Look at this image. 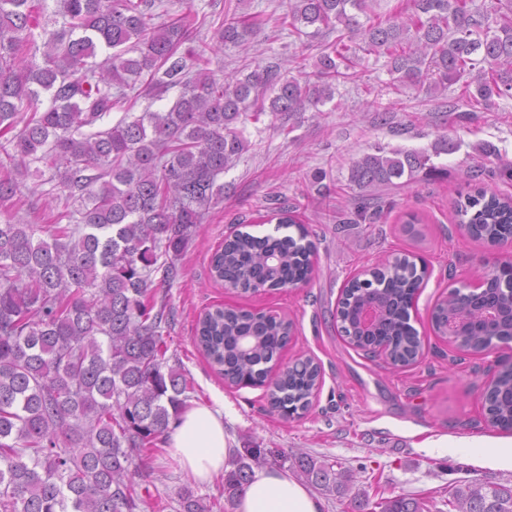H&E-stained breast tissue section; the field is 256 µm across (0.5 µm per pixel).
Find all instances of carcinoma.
<instances>
[{
  "mask_svg": "<svg viewBox=\"0 0 512 512\" xmlns=\"http://www.w3.org/2000/svg\"><path fill=\"white\" fill-rule=\"evenodd\" d=\"M54 2L63 22L48 30V0H0V169L8 172L0 178V207L20 182L43 177L42 165L55 195L79 203L49 224L10 215L0 222V512H147L141 466L194 394L167 356V303L154 280L176 276V260L224 197L220 177L248 150L247 122L319 111L372 54L387 56L395 81L426 84L432 95L478 70L465 84L471 112L512 98V0L489 7L411 0L412 11L379 21L374 0H286L278 27L311 38L336 33L320 45L313 81L285 78L276 65L247 64L218 78L210 69L214 46L178 54L193 38L187 17L152 23L157 0ZM259 32L256 16L234 13L216 42L238 48L246 60ZM143 82L160 93L180 92L164 112L107 125ZM454 150L446 136L430 153L377 146L352 162L348 181L380 197L422 173L447 175L431 156ZM453 210L475 241L495 247L512 238V196L476 187ZM274 216L277 228L293 227L297 236L235 233L211 258L215 279L249 293L311 278L308 229L290 208ZM427 274L416 255L397 253L367 278L350 280L337 307L342 336L356 348L384 345L394 367L417 363L423 343L410 310ZM367 302L382 310L371 332L358 321ZM457 314L467 319L452 340L460 349L477 355L494 339L512 341V264L474 290L450 289L431 312L436 333ZM292 333L290 320L218 307L199 319L195 342L228 385L262 386ZM320 385V366L299 359L279 372L269 405L285 414L304 411ZM486 401L489 423L512 431L511 366L496 372ZM287 461L272 448L243 449L224 477L222 497L235 503L253 466ZM291 461L315 489L344 490L345 472L334 465L306 453ZM443 505L448 512H512V486L457 481ZM215 509H224L221 500L188 488L178 493V512ZM352 512H428V505L409 494H380L373 502L365 495L353 498Z\"/></svg>",
  "mask_w": 512,
  "mask_h": 512,
  "instance_id": "cac0c4a2",
  "label": "carcinoma"
}]
</instances>
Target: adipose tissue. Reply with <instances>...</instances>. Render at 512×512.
<instances>
[{"label": "adipose tissue", "instance_id": "adipose-tissue-1", "mask_svg": "<svg viewBox=\"0 0 512 512\" xmlns=\"http://www.w3.org/2000/svg\"><path fill=\"white\" fill-rule=\"evenodd\" d=\"M168 453L199 482L230 470L235 454L224 426V409L201 405L185 410L170 430ZM236 512H321L309 489L275 467L255 469L236 503Z\"/></svg>", "mask_w": 512, "mask_h": 512}]
</instances>
